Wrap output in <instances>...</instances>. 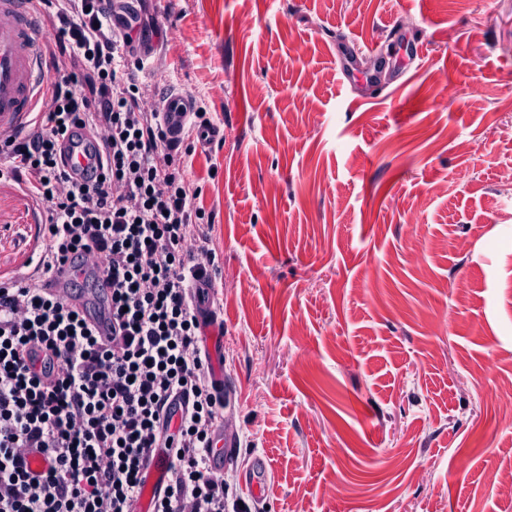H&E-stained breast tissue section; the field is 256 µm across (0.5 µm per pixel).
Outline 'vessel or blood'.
<instances>
[{
	"mask_svg": "<svg viewBox=\"0 0 512 512\" xmlns=\"http://www.w3.org/2000/svg\"><path fill=\"white\" fill-rule=\"evenodd\" d=\"M47 80L33 14L23 6L22 0H0V133L25 124ZM193 112V103L187 95L177 93L164 98L159 119L170 142L181 139ZM62 162L68 172L87 179L95 175V160L86 147L65 143ZM192 293L202 330L203 351L213 365L212 379L220 389L224 386V366L220 359L224 327L213 308L208 281H196ZM236 446L234 435L221 428L216 430L210 450L214 472H223L224 462L233 455ZM170 462L167 452L161 450L155 454L134 512H150L152 499L167 477Z\"/></svg>",
	"mask_w": 512,
	"mask_h": 512,
	"instance_id": "b4317fda",
	"label": "vessel or blood"
}]
</instances>
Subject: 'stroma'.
I'll list each match as a JSON object with an SVG mask.
<instances>
[{"mask_svg": "<svg viewBox=\"0 0 512 512\" xmlns=\"http://www.w3.org/2000/svg\"><path fill=\"white\" fill-rule=\"evenodd\" d=\"M148 95L224 136L212 222L224 465L251 512H512V0H128ZM394 47L371 86L339 55ZM41 208L0 182V277ZM424 227L415 235L413 224Z\"/></svg>", "mask_w": 512, "mask_h": 512, "instance_id": "obj_1", "label": "stroma"}]
</instances>
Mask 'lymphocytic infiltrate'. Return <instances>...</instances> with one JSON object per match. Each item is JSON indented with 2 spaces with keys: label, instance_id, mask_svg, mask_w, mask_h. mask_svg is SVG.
<instances>
[{
  "label": "lymphocytic infiltrate",
  "instance_id": "obj_1",
  "mask_svg": "<svg viewBox=\"0 0 512 512\" xmlns=\"http://www.w3.org/2000/svg\"><path fill=\"white\" fill-rule=\"evenodd\" d=\"M32 9L54 30L43 58L65 69L23 128L0 135V180L41 204L44 226L34 267L0 278V512H133L160 448L171 463L153 512H244L208 464L224 401L188 296L215 267L211 250L191 245L205 218L183 162L194 145L167 140L158 105L131 81V23L113 25L102 0ZM77 128L103 147L90 183L57 160ZM64 266L111 288V342L71 295L50 293ZM26 448L47 455L46 472H29Z\"/></svg>",
  "mask_w": 512,
  "mask_h": 512
}]
</instances>
